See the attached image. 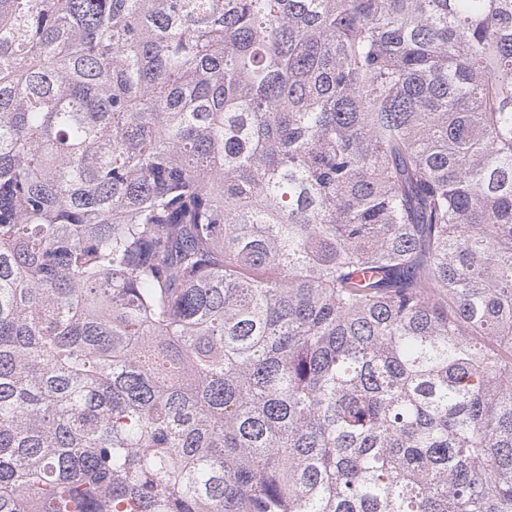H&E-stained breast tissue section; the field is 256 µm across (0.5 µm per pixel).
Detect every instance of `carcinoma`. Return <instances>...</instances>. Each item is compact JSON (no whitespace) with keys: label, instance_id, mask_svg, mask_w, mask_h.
I'll return each mask as SVG.
<instances>
[{"label":"carcinoma","instance_id":"1","mask_svg":"<svg viewBox=\"0 0 512 512\" xmlns=\"http://www.w3.org/2000/svg\"><path fill=\"white\" fill-rule=\"evenodd\" d=\"M512 0H0V512H512Z\"/></svg>","mask_w":512,"mask_h":512}]
</instances>
